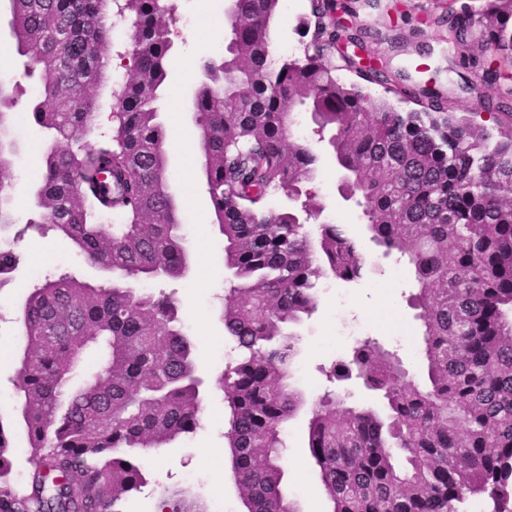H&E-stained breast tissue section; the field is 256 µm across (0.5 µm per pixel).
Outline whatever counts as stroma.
Segmentation results:
<instances>
[{"label": "stroma", "mask_w": 512, "mask_h": 512, "mask_svg": "<svg viewBox=\"0 0 512 512\" xmlns=\"http://www.w3.org/2000/svg\"><path fill=\"white\" fill-rule=\"evenodd\" d=\"M172 2L170 74L158 106L167 134L179 133L194 141L199 133L192 103L201 81L202 62L225 50V0ZM443 12L440 0H360L350 24L355 30H368L367 53L379 58L402 86H427L452 98L453 113L459 117L485 113L487 100L497 97L498 87L484 78L482 68L466 64L467 59L483 58L484 53L475 42L450 45L446 27L433 22ZM106 13L112 37L108 65L98 88L95 120L97 131L105 133L112 129V93L133 76L131 23L118 16L116 0H108ZM277 17L281 25L275 60L302 55L304 45L313 37L312 30L303 25L310 17V0H281ZM313 128L307 120L297 130L319 156L320 172L310 189L324 207L322 218L346 225L359 240L369 271L355 282L323 283L317 312L294 329L298 349L294 383L310 401L328 391L348 388L351 401L370 404L373 396L359 383H332L326 372L334 359L347 355L356 342L370 338L396 350L417 377H424L418 358L420 322L408 304L413 274L407 264L383 257L371 241L360 208L344 198L343 173L331 147L314 135ZM50 143V137L37 125L22 123L14 164L4 175L14 197L17 224L23 229L21 237L10 244L18 258L13 278L0 287V343L8 348L7 359L0 361V412L5 414L14 405L15 358L24 348L19 312L32 288L64 273L93 283L106 280L102 272L86 266L55 231L41 234L32 228L40 219L34 202L35 185ZM167 168L171 191L183 206L190 267L181 279L152 281L148 287L173 294L177 300L186 330L197 342L196 363L208 395L201 427L144 458V487L126 496L117 508L119 512H157L160 498L167 495L180 500L186 512H245L232 476L230 453L224 446L227 412L223 394L214 385L216 376L233 357L221 319L227 275L224 240L212 221L199 148L168 153ZM38 243L50 248L46 261H36L30 254V246ZM307 424L308 415L303 411L288 424L282 457L284 481L301 512H331L307 448Z\"/></svg>", "instance_id": "1"}]
</instances>
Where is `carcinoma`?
Here are the masks:
<instances>
[{
    "instance_id": "1",
    "label": "carcinoma",
    "mask_w": 512,
    "mask_h": 512,
    "mask_svg": "<svg viewBox=\"0 0 512 512\" xmlns=\"http://www.w3.org/2000/svg\"><path fill=\"white\" fill-rule=\"evenodd\" d=\"M18 55L41 72L29 113L56 144L44 158L43 224L111 276L94 285L68 273L32 288L19 320L25 347L11 424L0 416V512H119L145 484L141 457L201 426L203 380L195 341L175 300L133 282L176 279L188 267L182 210L167 177L156 101L172 50L175 6L125 0L134 29L135 76L113 93L112 131L95 135L96 92L112 25L106 0H9ZM280 0H227L238 16L227 54L203 63L195 96L201 166L214 223L224 237V334L235 358L217 384L231 467L247 512H300L283 484L286 426L302 404L291 383L297 355L287 327L318 308L323 277L362 279L365 259L343 225L311 235L301 214L319 211L305 190L319 158L300 139L294 109L310 111L371 239L412 266L428 383L361 341L332 366L381 397L370 408L312 405L307 448L332 512H462L484 493L491 512H512V138L490 143L484 127L447 112H401L352 92L321 57L272 59L270 22ZM336 0L318 11L339 39ZM478 25L448 23V43L476 37L512 80V0H486ZM0 82V173L12 167L14 110ZM283 192L301 209H275ZM106 219L114 223L105 225ZM15 225L0 181V233ZM34 465L12 478L11 428Z\"/></svg>"
}]
</instances>
